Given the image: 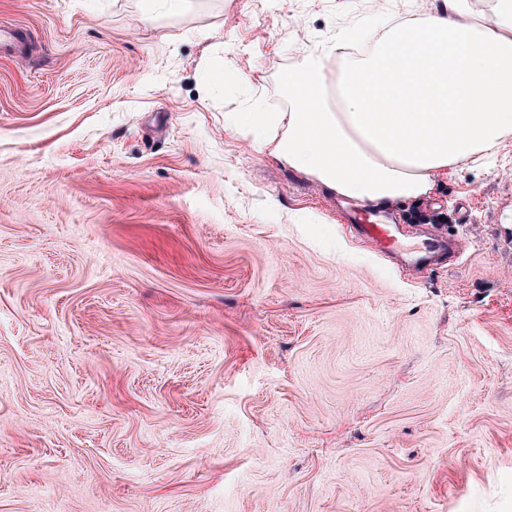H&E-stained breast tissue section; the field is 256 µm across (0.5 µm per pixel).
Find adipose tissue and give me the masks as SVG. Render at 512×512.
<instances>
[{"mask_svg":"<svg viewBox=\"0 0 512 512\" xmlns=\"http://www.w3.org/2000/svg\"><path fill=\"white\" fill-rule=\"evenodd\" d=\"M462 27L465 0L389 26L374 50L348 57L325 94V69L351 30L288 73L285 112H250L272 153L337 195L379 207L430 194L440 173L492 156L512 136V0Z\"/></svg>","mask_w":512,"mask_h":512,"instance_id":"obj_1","label":"adipose tissue"}]
</instances>
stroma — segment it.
Segmentation results:
<instances>
[{
    "mask_svg": "<svg viewBox=\"0 0 512 512\" xmlns=\"http://www.w3.org/2000/svg\"><path fill=\"white\" fill-rule=\"evenodd\" d=\"M395 0H0V512H512V137L388 204L241 113ZM354 227L358 228L367 241L380 252L405 257L408 264L425 265L435 253L446 249L447 244L435 239H425L417 245L409 246L404 243L403 235L396 224H382L365 213L353 216Z\"/></svg>",
    "mask_w": 512,
    "mask_h": 512,
    "instance_id": "1",
    "label": "stroma"
}]
</instances>
